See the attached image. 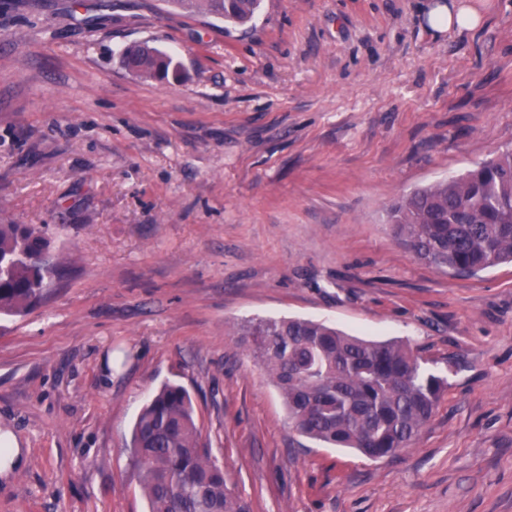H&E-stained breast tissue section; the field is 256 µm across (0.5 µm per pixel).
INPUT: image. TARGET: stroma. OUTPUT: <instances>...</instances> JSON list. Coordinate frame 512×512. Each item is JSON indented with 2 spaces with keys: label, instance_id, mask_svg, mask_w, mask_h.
<instances>
[{
  "label": "stroma",
  "instance_id": "stroma-1",
  "mask_svg": "<svg viewBox=\"0 0 512 512\" xmlns=\"http://www.w3.org/2000/svg\"><path fill=\"white\" fill-rule=\"evenodd\" d=\"M431 0H261L233 26L166 0H0V223L59 276L0 315V512H146L133 423L162 383L252 512H512V263L457 277L390 207L512 148V0L439 33ZM170 55L179 80L128 71ZM408 342L448 389L378 461L298 437L241 326ZM122 64L127 70L151 79H167L170 74L175 79L180 76L179 66L170 56L146 43L126 47Z\"/></svg>",
  "mask_w": 512,
  "mask_h": 512
}]
</instances>
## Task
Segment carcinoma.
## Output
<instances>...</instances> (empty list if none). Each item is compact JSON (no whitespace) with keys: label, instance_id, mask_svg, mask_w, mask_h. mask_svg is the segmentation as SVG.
<instances>
[{"label":"carcinoma","instance_id":"carcinoma-1","mask_svg":"<svg viewBox=\"0 0 512 512\" xmlns=\"http://www.w3.org/2000/svg\"><path fill=\"white\" fill-rule=\"evenodd\" d=\"M169 2L243 24L260 0ZM122 64L151 79L180 76L170 56L146 43L126 47ZM389 221L396 240L439 271L475 276L512 262V151L411 193L390 208ZM51 244L40 225L0 224V314L24 313L47 293L56 271ZM241 334L299 435L370 460L408 450L448 387L401 341L366 340L301 318L250 320ZM130 457L147 512H251L201 448L191 400L177 385H163L140 412Z\"/></svg>","mask_w":512,"mask_h":512}]
</instances>
